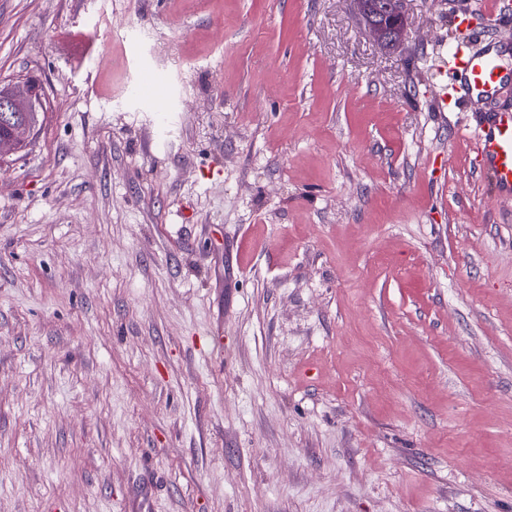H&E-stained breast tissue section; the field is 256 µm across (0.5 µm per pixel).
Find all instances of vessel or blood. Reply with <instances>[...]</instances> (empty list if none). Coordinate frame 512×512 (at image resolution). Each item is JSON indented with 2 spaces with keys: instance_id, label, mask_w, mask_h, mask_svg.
Wrapping results in <instances>:
<instances>
[{
  "instance_id": "b4317fda",
  "label": "vessel or blood",
  "mask_w": 512,
  "mask_h": 512,
  "mask_svg": "<svg viewBox=\"0 0 512 512\" xmlns=\"http://www.w3.org/2000/svg\"><path fill=\"white\" fill-rule=\"evenodd\" d=\"M445 75L457 105L493 97L512 82V69L505 68L499 55L488 48L454 50ZM474 150L496 193L512 196V113L490 116L476 135Z\"/></svg>"
}]
</instances>
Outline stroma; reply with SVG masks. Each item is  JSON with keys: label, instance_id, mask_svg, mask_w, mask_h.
<instances>
[{"label": "stroma", "instance_id": "35a3bbf8", "mask_svg": "<svg viewBox=\"0 0 512 512\" xmlns=\"http://www.w3.org/2000/svg\"><path fill=\"white\" fill-rule=\"evenodd\" d=\"M406 0H0V512H512V199ZM385 8L394 21V26L389 34L379 27L362 22L365 33L378 45L384 46L393 41L396 44L402 42L405 35V0H386Z\"/></svg>", "mask_w": 512, "mask_h": 512}]
</instances>
